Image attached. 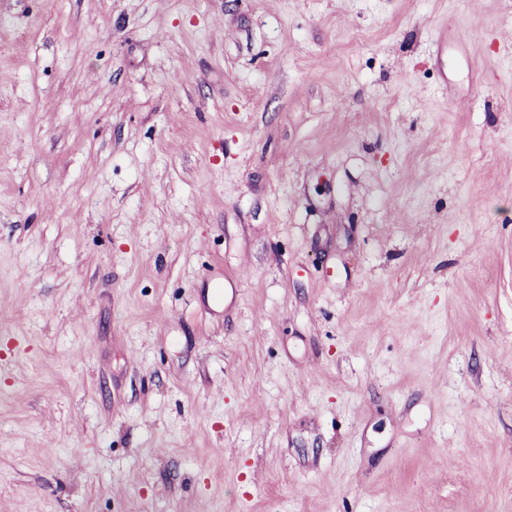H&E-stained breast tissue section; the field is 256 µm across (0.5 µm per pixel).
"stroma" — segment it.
Masks as SVG:
<instances>
[{
    "mask_svg": "<svg viewBox=\"0 0 512 512\" xmlns=\"http://www.w3.org/2000/svg\"><path fill=\"white\" fill-rule=\"evenodd\" d=\"M0 512H512V0H0Z\"/></svg>",
    "mask_w": 512,
    "mask_h": 512,
    "instance_id": "1",
    "label": "stroma"
}]
</instances>
